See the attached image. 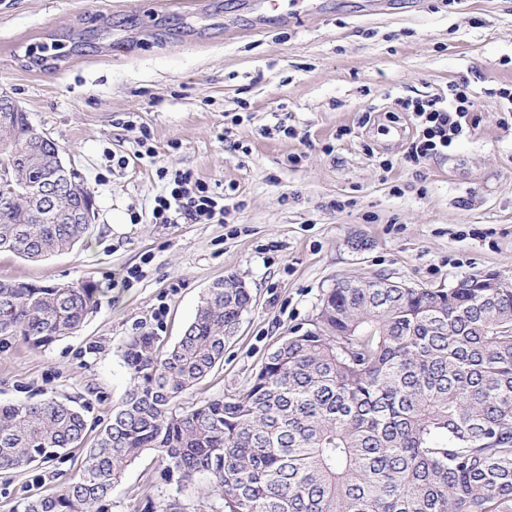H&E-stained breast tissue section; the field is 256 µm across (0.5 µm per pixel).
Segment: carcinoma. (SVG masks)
<instances>
[{
    "instance_id": "carcinoma-1",
    "label": "carcinoma",
    "mask_w": 512,
    "mask_h": 512,
    "mask_svg": "<svg viewBox=\"0 0 512 512\" xmlns=\"http://www.w3.org/2000/svg\"><path fill=\"white\" fill-rule=\"evenodd\" d=\"M25 161L0 192V253L37 262L71 251L90 225L53 184V207L29 196L52 168L12 113L0 145ZM231 274L204 292L180 340L134 337L133 384L87 444L81 409L53 396L0 405V472H23L77 448L62 489L15 512H108L112 487L156 454L180 494L201 475L222 512H512V278L485 288L334 284L301 334L280 342L241 390L184 407L183 394L221 364L252 297ZM90 281L0 280V336L30 347L73 333L99 304Z\"/></svg>"
}]
</instances>
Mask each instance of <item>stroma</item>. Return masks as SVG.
<instances>
[{
  "label": "stroma",
  "instance_id": "35a3bbf8",
  "mask_svg": "<svg viewBox=\"0 0 512 512\" xmlns=\"http://www.w3.org/2000/svg\"><path fill=\"white\" fill-rule=\"evenodd\" d=\"M0 0V90L53 139L90 192L95 219L73 251L0 255V279L90 281L100 304L45 349L0 338V403L49 395L107 424L131 383L126 344H174L205 289L233 274L253 296L196 403L245 387L284 338L306 328L337 280L383 274L446 288L477 272L512 276V125L491 89L512 84V0ZM468 79L480 123L447 157L406 162L398 96ZM372 123H363L364 113ZM245 114L242 124L229 120ZM305 140L274 132L278 122ZM149 134L155 158H139ZM391 159V171L380 160ZM233 190L234 227L156 224L158 168ZM480 236H473V229ZM142 269L128 282L127 269ZM63 453L0 473V512L58 490ZM152 454L130 465L110 512L170 496Z\"/></svg>",
  "mask_w": 512,
  "mask_h": 512
}]
</instances>
